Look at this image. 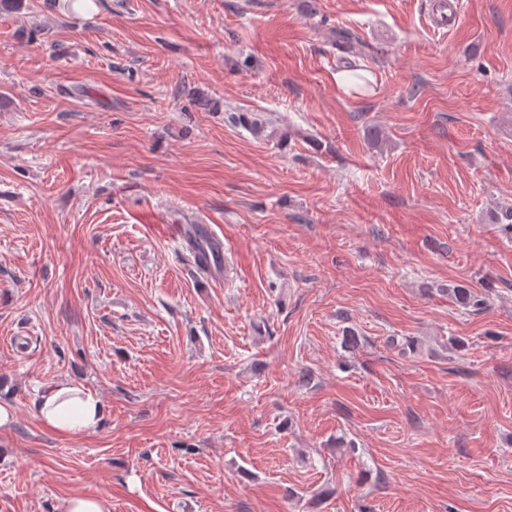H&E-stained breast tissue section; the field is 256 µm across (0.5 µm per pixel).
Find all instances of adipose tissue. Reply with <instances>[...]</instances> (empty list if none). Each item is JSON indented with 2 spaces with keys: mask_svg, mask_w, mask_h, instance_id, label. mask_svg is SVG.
Segmentation results:
<instances>
[{
  "mask_svg": "<svg viewBox=\"0 0 512 512\" xmlns=\"http://www.w3.org/2000/svg\"><path fill=\"white\" fill-rule=\"evenodd\" d=\"M41 422L60 435H78L102 426L105 404L89 391L73 385L51 384L37 408Z\"/></svg>",
  "mask_w": 512,
  "mask_h": 512,
  "instance_id": "ef3b65f1",
  "label": "adipose tissue"
}]
</instances>
